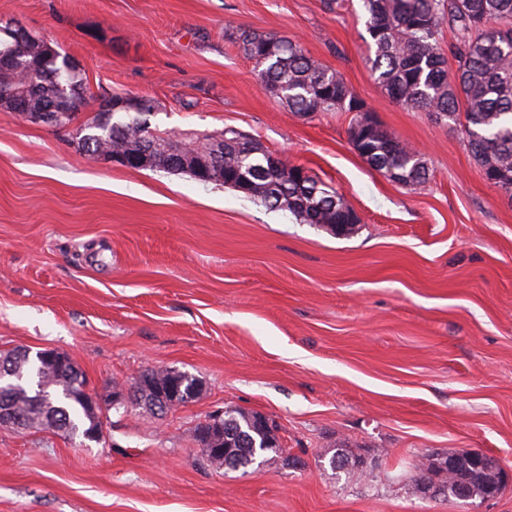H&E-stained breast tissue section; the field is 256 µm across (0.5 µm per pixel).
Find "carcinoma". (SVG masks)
Segmentation results:
<instances>
[{
  "label": "carcinoma",
  "instance_id": "1",
  "mask_svg": "<svg viewBox=\"0 0 512 512\" xmlns=\"http://www.w3.org/2000/svg\"><path fill=\"white\" fill-rule=\"evenodd\" d=\"M369 36L370 78L396 102L411 109L432 113L437 119L457 125L468 150L484 177L512 197V0H362ZM455 31L448 54L456 68H448L439 42L443 22ZM245 54L258 66L257 77L288 109L301 116L325 112H351L358 96L342 74L309 55L297 41L243 31L238 36ZM55 46L44 43L29 55L20 56L13 68L0 69V88L25 93L27 109L66 106L78 114L87 102V87L77 73H68V92L61 94L58 82L44 78L33 82L31 73L48 59H58ZM90 145H79L81 153L96 158L98 152L135 150L141 127L139 117L115 121L98 113L85 123ZM350 140L364 162L388 180L415 189L428 179L423 156L405 148L394 135L378 127L365 134L354 122ZM207 144L224 150V186L238 188L241 178L254 184L245 196L273 207V195L288 196L287 211L303 224L348 222L350 206L338 189L314 174L299 178L294 165L268 171L260 157H246L216 136ZM16 361L18 375H39L40 388L27 393L14 379L0 381V425L16 430L44 429L53 416L55 431L99 441L100 413L85 396L80 383L23 351L1 350L0 361ZM139 378L156 386L174 381L181 397L199 395V381L181 372L170 376L160 368H148ZM257 412L226 410L224 417H210L193 429V438L202 448H230L239 468L253 466L257 454H268L271 462L282 452L277 426L257 424ZM453 466L440 474L437 459L426 455L415 468L420 476L414 490L439 478L453 501L460 493L483 499L489 494L495 472L476 467L475 453H449ZM332 469L349 477L369 478L372 472L360 469L358 455L345 444H337L329 458Z\"/></svg>",
  "mask_w": 512,
  "mask_h": 512
}]
</instances>
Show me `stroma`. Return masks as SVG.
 Wrapping results in <instances>:
<instances>
[{"label":"stroma","instance_id":"1","mask_svg":"<svg viewBox=\"0 0 512 512\" xmlns=\"http://www.w3.org/2000/svg\"><path fill=\"white\" fill-rule=\"evenodd\" d=\"M59 43L94 97H146L153 128L227 127L339 189L354 234L186 174L83 156L72 132L0 111V349H54L109 409L103 436L0 427V512H512V485L468 506L413 493L427 453L512 468V198L485 180L459 127L369 78L361 0H0V22ZM299 41L379 125L421 149L428 182L370 169L352 115L290 112L234 42ZM147 367L195 376L158 416L115 409ZM258 411L283 453L253 473L211 465L191 432ZM374 468L355 481L326 454ZM358 456L349 446L339 443L336 444V447L334 446L333 453L329 458V464L333 470L343 471L348 477H371V471L360 470L361 460L357 459Z\"/></svg>","mask_w":512,"mask_h":512}]
</instances>
